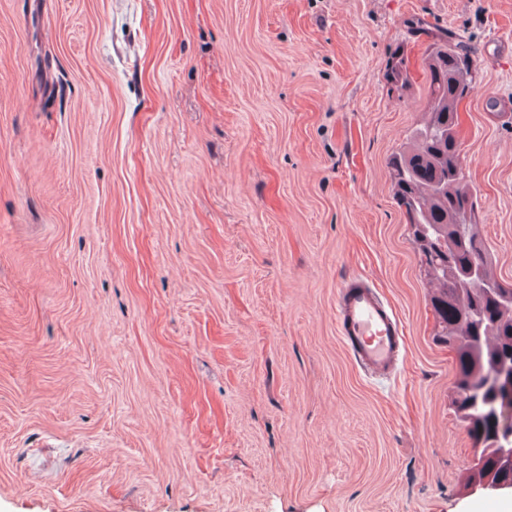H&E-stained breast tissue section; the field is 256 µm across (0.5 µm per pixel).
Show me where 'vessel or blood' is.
<instances>
[{"instance_id":"b4317fda","label":"vessel or blood","mask_w":512,"mask_h":512,"mask_svg":"<svg viewBox=\"0 0 512 512\" xmlns=\"http://www.w3.org/2000/svg\"><path fill=\"white\" fill-rule=\"evenodd\" d=\"M342 341L367 373L391 376L403 357L404 332L393 309L372 284L356 276L344 281L336 299Z\"/></svg>"}]
</instances>
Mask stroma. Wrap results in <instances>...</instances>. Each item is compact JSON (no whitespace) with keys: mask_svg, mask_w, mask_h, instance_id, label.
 I'll list each match as a JSON object with an SVG mask.
<instances>
[{"mask_svg":"<svg viewBox=\"0 0 512 512\" xmlns=\"http://www.w3.org/2000/svg\"><path fill=\"white\" fill-rule=\"evenodd\" d=\"M421 17L512 284V0H0V512H501L386 168ZM410 60L412 86L387 65ZM394 376L336 328L353 276ZM387 80L398 91L407 90L412 84L413 76L404 53L398 52L392 56L387 69ZM336 324L357 364L376 376L393 375L403 357L404 332L393 309L364 277L344 281L336 299Z\"/></svg>","mask_w":512,"mask_h":512,"instance_id":"35a3bbf8","label":"stroma"}]
</instances>
